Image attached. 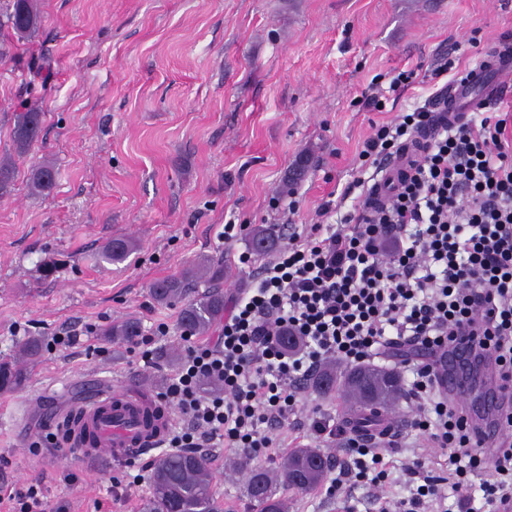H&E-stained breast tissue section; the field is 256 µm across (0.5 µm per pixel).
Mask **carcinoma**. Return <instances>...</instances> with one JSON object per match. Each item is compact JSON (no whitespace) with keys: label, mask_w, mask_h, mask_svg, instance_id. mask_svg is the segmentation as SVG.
I'll return each mask as SVG.
<instances>
[{"label":"carcinoma","mask_w":512,"mask_h":512,"mask_svg":"<svg viewBox=\"0 0 512 512\" xmlns=\"http://www.w3.org/2000/svg\"><path fill=\"white\" fill-rule=\"evenodd\" d=\"M0 21L20 38L33 36L40 28L41 10L38 0H13L12 10ZM41 124V113L27 110L15 126V152L27 153L36 140ZM56 170L49 163L32 169L31 189L36 194H48L55 187ZM279 238L274 225H259L250 242L251 249L264 254ZM127 238H114L101 253L106 262L121 261L134 250ZM224 267L219 264H197L185 269L177 279L159 280L151 286V294L160 303L186 300L180 312V327L191 335L209 334L224 317ZM204 286V291L187 299L188 286ZM104 335L116 339H132L140 335L134 321L115 323L104 330ZM26 382L24 367L17 360L0 361V391L22 388ZM319 394L339 392L360 407V420L373 425L382 410L401 397V379L398 372L371 364L352 366L343 370L327 367L319 371L311 382ZM324 454L316 448H294L272 471L261 464L245 462L247 495L261 512H288V494L305 493L320 485L329 467L324 465ZM150 493L142 512H224V503L214 490V475L209 460L193 451H173L163 455L152 466L148 475Z\"/></svg>","instance_id":"cac0c4a2"}]
</instances>
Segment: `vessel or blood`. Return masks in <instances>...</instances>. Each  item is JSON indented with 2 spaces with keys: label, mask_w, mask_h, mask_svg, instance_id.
Masks as SVG:
<instances>
[{
  "label": "vessel or blood",
  "mask_w": 512,
  "mask_h": 512,
  "mask_svg": "<svg viewBox=\"0 0 512 512\" xmlns=\"http://www.w3.org/2000/svg\"><path fill=\"white\" fill-rule=\"evenodd\" d=\"M512 69V48H495L481 65L469 69L448 90L449 117L462 118L481 110L501 93V84L489 80V73ZM439 386L455 403L466 408L483 435H498L500 393L495 378L489 373L472 374L462 366V353L455 350L445 356L439 369ZM143 399L134 390H119L99 396L80 407L62 423L66 444L79 453L115 462H128L149 454L167 436L171 421L167 411L154 406L158 425L148 435L132 433L122 426ZM93 439H86L85 431Z\"/></svg>",
  "instance_id": "b4317fda"
}]
</instances>
